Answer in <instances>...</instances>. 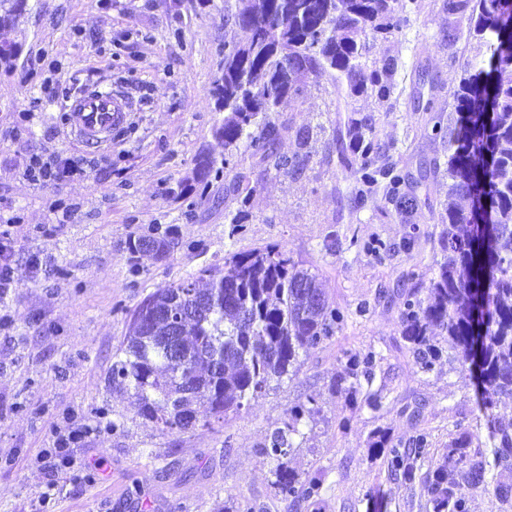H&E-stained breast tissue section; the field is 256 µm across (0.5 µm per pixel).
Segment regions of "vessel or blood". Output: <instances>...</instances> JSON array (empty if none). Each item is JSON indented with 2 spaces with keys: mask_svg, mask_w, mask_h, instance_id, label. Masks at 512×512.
Instances as JSON below:
<instances>
[{
  "mask_svg": "<svg viewBox=\"0 0 512 512\" xmlns=\"http://www.w3.org/2000/svg\"><path fill=\"white\" fill-rule=\"evenodd\" d=\"M65 112L67 125L81 142L99 146L126 124L129 106L125 96L111 87L98 86L70 97Z\"/></svg>",
  "mask_w": 512,
  "mask_h": 512,
  "instance_id": "obj_1",
  "label": "vessel or blood"
}]
</instances>
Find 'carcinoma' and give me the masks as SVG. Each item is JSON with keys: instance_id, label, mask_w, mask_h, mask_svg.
<instances>
[{"instance_id": "obj_1", "label": "carcinoma", "mask_w": 512, "mask_h": 512, "mask_svg": "<svg viewBox=\"0 0 512 512\" xmlns=\"http://www.w3.org/2000/svg\"><path fill=\"white\" fill-rule=\"evenodd\" d=\"M27 0H0V28L10 29L26 13ZM472 9L478 58L454 90L457 117L448 131V203L440 237L438 272L426 286L403 290L402 336L423 372L441 358L439 343L454 350L475 380L476 404L485 418L492 460L471 459L463 431L454 450L429 471L432 512H463L460 482L486 485L493 469H512V424L496 420L493 409L512 399V0H448V13ZM403 0H224V15L241 21L237 38L224 43L222 78L215 81V111L224 113L215 135L224 143L219 157L198 162L197 186L188 206L209 200L214 180L247 154L278 171L296 172V161L278 153L285 127L275 121L281 104L300 91L304 78L328 76L347 97L368 92L379 98L393 86L382 74L394 69L365 60L370 42L399 31L407 21ZM19 49L0 43V68L9 70ZM347 113L336 130L341 162L360 173L355 198L362 202L373 186L384 184L387 199L405 215L417 205L415 177L394 165L377 166L379 147L366 134L368 120ZM255 188L237 173L224 195L237 203L229 237L247 231ZM177 242L170 229L129 239L131 269L146 249L167 255ZM193 308L178 351H170L167 314ZM345 315L331 302L316 274L276 248L231 252L224 267L206 269L148 295L133 311L112 359V384L126 388L139 415L162 433L209 427L239 412L273 381L294 375L300 356L336 335ZM375 354L348 353L341 382L351 406L357 405L359 376H367ZM313 409L292 408L284 427L273 430L263 454L276 462L272 486L283 500L309 499L319 481L288 467L292 436ZM428 444L383 449L394 474L413 481ZM370 512H387L381 487L366 494Z\"/></svg>"}]
</instances>
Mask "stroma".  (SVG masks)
<instances>
[{
    "mask_svg": "<svg viewBox=\"0 0 512 512\" xmlns=\"http://www.w3.org/2000/svg\"><path fill=\"white\" fill-rule=\"evenodd\" d=\"M232 34L224 0L205 8L199 0H112L108 10L92 0H28L20 24L0 31V40L20 48L12 69L0 70V217L17 220L18 274L0 300V315L10 319L0 330V512L42 505L48 512H224L230 499L251 501L255 512H366L373 486L386 492L388 512H429L427 473L459 433H472L470 453L490 451L467 373L444 359L422 372L400 323L401 274L412 270L417 282H429L440 255L448 140L434 128L454 118L452 93L476 54L468 15L449 14L446 0H411L402 30L376 41L368 55L398 64L389 99H347L331 79L307 78L303 93L276 114L288 125L279 150L299 155L300 169L288 175L250 158L238 163L256 193L247 232L234 240L225 215L236 204L223 182L213 183L205 204L186 202L198 156L224 152L213 134L210 91ZM38 54L58 62L59 94L43 77L25 78ZM434 80L440 91L432 109L419 111ZM103 81L131 111L111 143L90 149L66 126L61 95ZM27 98L38 105L22 126ZM351 108L370 120L378 164L426 170L409 218L380 188L354 204L359 174L340 164L335 148L339 120ZM302 128L310 132L304 148L296 137ZM34 153L78 160L83 171L58 187L33 185L24 171ZM61 198L73 210L69 223L37 232L53 224ZM155 225L172 227L178 246L164 259L141 257L132 272L127 242ZM373 239L388 244L383 258L362 249ZM266 245L318 275L345 314L343 329L302 355L297 376L272 384L225 424L156 430L138 417L129 394L108 384L131 311L157 288L223 266L228 253ZM34 256L40 269L29 266ZM350 350L376 355L354 409L338 383ZM373 394L380 408L368 405ZM309 400L316 413L294 435L288 465L318 478L319 489L285 501L261 448L289 410ZM82 426L92 432L73 455L103 466L93 483L78 486L37 455L53 434ZM422 432L429 446L414 481L373 453L380 438L408 447Z\"/></svg>",
    "mask_w": 512,
    "mask_h": 512,
    "instance_id": "35a3bbf8",
    "label": "stroma"
}]
</instances>
